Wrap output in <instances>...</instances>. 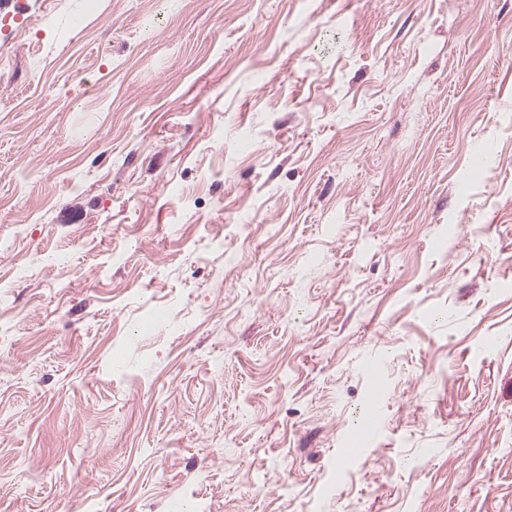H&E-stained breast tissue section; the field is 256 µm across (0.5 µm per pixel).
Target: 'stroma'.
Masks as SVG:
<instances>
[{
  "label": "stroma",
  "instance_id": "stroma-1",
  "mask_svg": "<svg viewBox=\"0 0 512 512\" xmlns=\"http://www.w3.org/2000/svg\"><path fill=\"white\" fill-rule=\"evenodd\" d=\"M199 501L512 512V0H0V512Z\"/></svg>",
  "mask_w": 512,
  "mask_h": 512
}]
</instances>
